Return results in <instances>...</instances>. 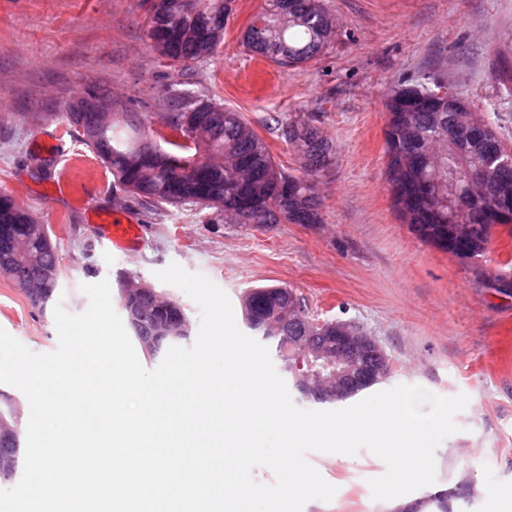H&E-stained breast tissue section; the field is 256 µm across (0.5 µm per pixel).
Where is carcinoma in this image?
Masks as SVG:
<instances>
[{"label": "carcinoma", "mask_w": 512, "mask_h": 512, "mask_svg": "<svg viewBox=\"0 0 512 512\" xmlns=\"http://www.w3.org/2000/svg\"><path fill=\"white\" fill-rule=\"evenodd\" d=\"M147 36L160 56L176 64L200 62L224 39L233 0H146ZM335 20L320 0H267L246 28L243 46L280 68L299 67L319 56L332 39ZM426 84L403 85L386 102L387 154L402 166L398 183L411 224L432 229L448 225V159L485 178L456 187L460 198L512 196V154L494 128L473 120L456 93L445 102ZM109 96L87 93L69 106L66 119L112 173L114 187L132 197L171 206L204 205L235 224H318L321 202L315 175L335 162L336 146L301 116L278 123V136L297 154L302 173L276 163L267 144L241 113L205 95L170 98L162 120L168 148L153 139L133 112L112 102L107 120L97 105ZM469 226L472 258L482 256L492 237L484 212L470 208L454 215ZM62 276L50 232L12 197L0 195V274L21 286L43 271Z\"/></svg>", "instance_id": "obj_1"}]
</instances>
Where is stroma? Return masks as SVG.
I'll return each mask as SVG.
<instances>
[{
	"label": "stroma",
	"instance_id": "obj_1",
	"mask_svg": "<svg viewBox=\"0 0 512 512\" xmlns=\"http://www.w3.org/2000/svg\"><path fill=\"white\" fill-rule=\"evenodd\" d=\"M336 32L317 58L282 69L248 54L242 36L265 0H235L224 39L206 60L173 66L146 36V0H0V195L51 230L62 277L55 300L71 313L81 287L108 280L114 310L136 275L184 308L198 333V306L157 281L175 263L228 295L244 326L245 291L281 285L311 317L355 323L392 363L378 390L399 384L467 395L456 433L436 449V481L407 499L374 500L384 462L368 450L309 462L335 486L331 501L303 512H403L405 501L450 493L452 512H512V228L497 227L486 254L462 261L421 241L395 204L385 103L400 86L440 80L512 145V0H323ZM97 89L122 100L153 131L169 95L195 91L240 112L275 161L299 166L278 120L306 115L336 145L317 176L322 221L259 228L230 224L201 206L174 207L125 195L63 117ZM143 227L140 249L121 254L97 231L112 209ZM0 328L32 352L58 347L52 311L33 309L0 275Z\"/></svg>",
	"mask_w": 512,
	"mask_h": 512
}]
</instances>
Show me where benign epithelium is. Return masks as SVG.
Listing matches in <instances>:
<instances>
[{"label": "benign epithelium", "mask_w": 512, "mask_h": 512, "mask_svg": "<svg viewBox=\"0 0 512 512\" xmlns=\"http://www.w3.org/2000/svg\"><path fill=\"white\" fill-rule=\"evenodd\" d=\"M474 204L484 209L488 222L499 224L512 215V200L499 198L492 202L460 200L457 206L467 208ZM127 289L128 325L138 334L143 349L155 352L178 341L186 335V327L170 307L166 313L149 321L142 313L143 306L155 296L153 286L131 280ZM55 287L51 273L40 276L38 287L29 289V301L37 307H45L52 288ZM297 340L306 341L324 360L325 372L311 375L314 363L298 361L293 365V377L299 391L305 395L318 394L336 398L346 396L362 386L379 383L391 373V360L379 343L354 323L322 321L308 327L307 323L293 324L283 330L279 337L280 348L288 353ZM21 457L18 424L0 420V483L14 480Z\"/></svg>", "instance_id": "obj_1"}]
</instances>
